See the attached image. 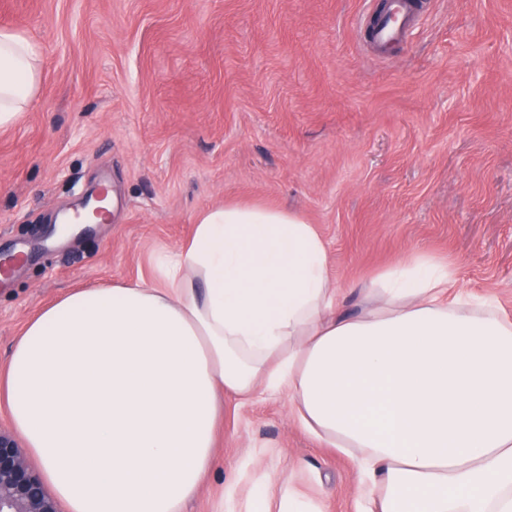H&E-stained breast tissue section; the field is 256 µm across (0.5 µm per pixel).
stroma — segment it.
<instances>
[{
    "label": "stroma",
    "instance_id": "stroma-1",
    "mask_svg": "<svg viewBox=\"0 0 512 512\" xmlns=\"http://www.w3.org/2000/svg\"><path fill=\"white\" fill-rule=\"evenodd\" d=\"M373 3L0 0V28L41 47L39 91L0 129V368L45 306L151 278L227 204L314 224L347 309L424 251L512 317V0H421L385 51L358 33ZM101 183L109 222L54 238ZM215 454L184 512H243L261 478L308 512L363 506L352 459L286 395L225 400Z\"/></svg>",
    "mask_w": 512,
    "mask_h": 512
}]
</instances>
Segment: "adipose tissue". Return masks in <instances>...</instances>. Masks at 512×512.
Returning a JSON list of instances; mask_svg holds the SVG:
<instances>
[{"label":"adipose tissue","instance_id":"obj_1","mask_svg":"<svg viewBox=\"0 0 512 512\" xmlns=\"http://www.w3.org/2000/svg\"><path fill=\"white\" fill-rule=\"evenodd\" d=\"M41 51L0 29V128ZM300 214L206 211L161 259L164 286L73 291L26 325L0 371L17 432L68 512H183L217 464L225 396L284 392L301 427L357 450L365 512H512V317L418 252L343 310ZM248 512H302L252 483Z\"/></svg>","mask_w":512,"mask_h":512}]
</instances>
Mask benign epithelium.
Returning a JSON list of instances; mask_svg holds the SVG:
<instances>
[{
    "label": "benign epithelium",
    "mask_w": 512,
    "mask_h": 512,
    "mask_svg": "<svg viewBox=\"0 0 512 512\" xmlns=\"http://www.w3.org/2000/svg\"><path fill=\"white\" fill-rule=\"evenodd\" d=\"M0 512H60L15 435L1 426Z\"/></svg>",
    "instance_id": "benign-epithelium-1"
}]
</instances>
